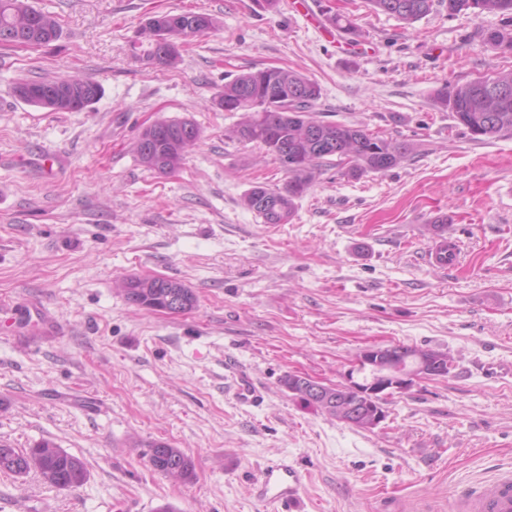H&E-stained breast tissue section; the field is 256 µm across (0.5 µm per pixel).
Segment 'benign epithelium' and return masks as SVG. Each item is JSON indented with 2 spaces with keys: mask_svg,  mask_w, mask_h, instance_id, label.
Returning a JSON list of instances; mask_svg holds the SVG:
<instances>
[{
  "mask_svg": "<svg viewBox=\"0 0 512 512\" xmlns=\"http://www.w3.org/2000/svg\"><path fill=\"white\" fill-rule=\"evenodd\" d=\"M439 376L440 359L431 349L419 348L407 355L398 345L370 346L360 351L345 375V383L333 386L298 375L293 388L329 406H344L346 424L375 429L386 419L382 398L408 390L417 378Z\"/></svg>",
  "mask_w": 512,
  "mask_h": 512,
  "instance_id": "1",
  "label": "benign epithelium"
}]
</instances>
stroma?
Instances as JSON below:
<instances>
[{"label": "stroma", "instance_id": "1", "mask_svg": "<svg viewBox=\"0 0 512 512\" xmlns=\"http://www.w3.org/2000/svg\"><path fill=\"white\" fill-rule=\"evenodd\" d=\"M28 2L61 36L0 46V441L52 440L89 478L60 490L0 473V512H266L251 488L280 459L304 475L295 512H456L464 487L512 471V136L472 139L434 99L512 69L481 38L511 18L440 6L408 25L367 0H307L306 13L295 0ZM187 11L221 27L190 39L177 68L131 55L148 16ZM330 11L358 41L329 30ZM265 67L316 80L318 119L408 142L411 156L356 178L326 168L289 223H263L245 195L288 176L228 137L240 115L213 98ZM39 75L88 76L103 95L79 112L37 108L14 88ZM162 118L201 130L171 175L134 152ZM439 211L453 220L438 230ZM439 231L461 251L447 271L422 260ZM130 276L178 279L198 306H134L117 289ZM390 344L449 353L455 368L387 396L374 430L282 385L344 382L362 349ZM153 439L192 456L195 478L152 472L139 444Z\"/></svg>", "mask_w": 512, "mask_h": 512}]
</instances>
